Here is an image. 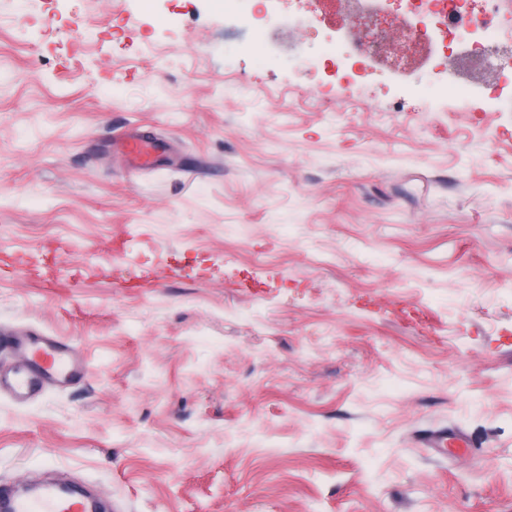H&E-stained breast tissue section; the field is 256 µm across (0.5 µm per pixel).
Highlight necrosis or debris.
I'll use <instances>...</instances> for the list:
<instances>
[{"label": "necrosis or debris", "mask_w": 512, "mask_h": 512, "mask_svg": "<svg viewBox=\"0 0 512 512\" xmlns=\"http://www.w3.org/2000/svg\"><path fill=\"white\" fill-rule=\"evenodd\" d=\"M346 17L322 54L303 48V16L275 9L272 0H223L225 19L249 30L256 63L274 56L299 59L348 90L371 73L406 81L421 67L425 95L454 100L459 111L474 99L512 86V0H338Z\"/></svg>", "instance_id": "4bbe7bcc"}]
</instances>
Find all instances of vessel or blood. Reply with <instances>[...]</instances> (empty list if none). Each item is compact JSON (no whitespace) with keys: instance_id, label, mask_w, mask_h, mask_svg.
Segmentation results:
<instances>
[{"instance_id":"b4317fda","label":"vessel or blood","mask_w":512,"mask_h":512,"mask_svg":"<svg viewBox=\"0 0 512 512\" xmlns=\"http://www.w3.org/2000/svg\"><path fill=\"white\" fill-rule=\"evenodd\" d=\"M132 160L149 162L161 145L139 136H129L124 144ZM25 357L23 368L9 373L0 372V391L6 390L17 400H27L37 392L44 381L65 382L80 377L84 366L66 344L51 336H41L21 344ZM99 505L93 499H81L53 484L33 489L14 486L0 488V512H97Z\"/></svg>"}]
</instances>
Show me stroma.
Returning <instances> with one entry per match:
<instances>
[{"instance_id":"35a3bbf8","label":"stroma","mask_w":512,"mask_h":512,"mask_svg":"<svg viewBox=\"0 0 512 512\" xmlns=\"http://www.w3.org/2000/svg\"><path fill=\"white\" fill-rule=\"evenodd\" d=\"M245 39L209 0H0V335L85 364L0 393V484L512 512V110L373 77L338 112ZM126 154L134 161L141 160L143 163L150 161L152 154H157L162 146L157 141L145 140L137 135H131L125 141Z\"/></svg>"}]
</instances>
